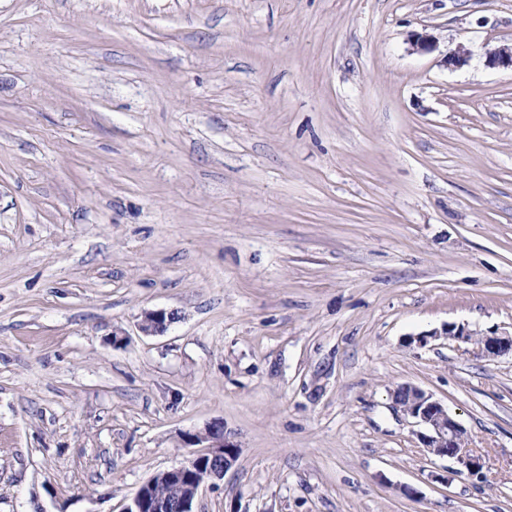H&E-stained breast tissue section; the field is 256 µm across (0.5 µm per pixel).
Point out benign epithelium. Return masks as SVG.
<instances>
[{
	"instance_id": "benign-epithelium-1",
	"label": "benign epithelium",
	"mask_w": 512,
	"mask_h": 512,
	"mask_svg": "<svg viewBox=\"0 0 512 512\" xmlns=\"http://www.w3.org/2000/svg\"><path fill=\"white\" fill-rule=\"evenodd\" d=\"M485 56L491 66L512 69V45L489 49ZM175 319L173 312H148L141 320L139 330L147 336L161 335ZM438 336L473 342L479 347L481 355L488 359L512 352V336H498L493 332L476 337L464 326L455 324L422 334L416 342L424 346L428 339ZM392 402L393 408L414 419V424L421 428L417 437L427 452L446 457L457 464L454 475L479 480L485 478L483 460L468 448L470 437L467 429L449 414L448 407L441 400L416 386L404 384L392 392ZM185 444L191 449L189 457L179 466L151 478L137 491L124 512H194L204 480L195 479L192 471L206 466V477L221 479L234 462L230 453L234 445L226 442L224 424L221 422L210 425L202 436H185Z\"/></svg>"
}]
</instances>
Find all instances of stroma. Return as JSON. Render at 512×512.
I'll list each match as a JSON object with an SVG mask.
<instances>
[{"label": "stroma", "instance_id": "stroma-1", "mask_svg": "<svg viewBox=\"0 0 512 512\" xmlns=\"http://www.w3.org/2000/svg\"><path fill=\"white\" fill-rule=\"evenodd\" d=\"M511 42L512 0H0V512H124L214 422L196 512H512V353L414 342L512 335ZM176 318L175 312L163 310L148 312L141 320L139 330L147 336L162 335ZM416 342L419 346H425L429 338L447 336L460 342H474L481 355L488 359H494L512 352V336H498L495 332L490 335L474 337V334L463 325L447 324L440 331L434 330L426 334L417 335ZM393 408L414 419L424 429L416 433L422 448L428 453L446 457L458 468L452 473L459 477L485 478L484 462L473 453L467 429L448 412V407L433 394L409 384L392 392Z\"/></svg>", "mask_w": 512, "mask_h": 512}]
</instances>
